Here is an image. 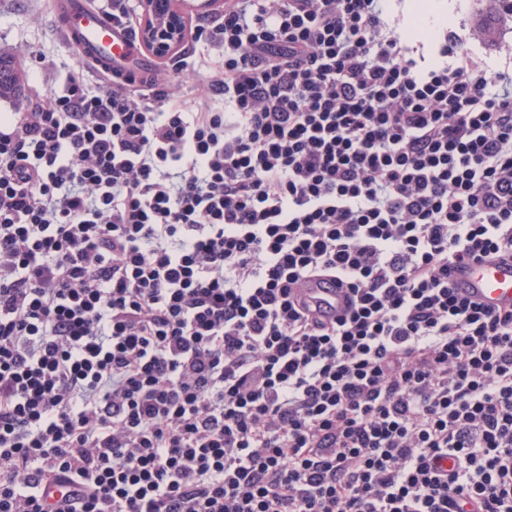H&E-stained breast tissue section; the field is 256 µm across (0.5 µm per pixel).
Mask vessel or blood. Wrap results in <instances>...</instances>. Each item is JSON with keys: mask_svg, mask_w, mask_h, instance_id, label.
I'll list each match as a JSON object with an SVG mask.
<instances>
[{"mask_svg": "<svg viewBox=\"0 0 512 512\" xmlns=\"http://www.w3.org/2000/svg\"><path fill=\"white\" fill-rule=\"evenodd\" d=\"M59 30L81 62L103 70L149 63L128 32L94 9L90 0H53ZM450 279L461 293L490 308L512 306V262L486 260L451 269ZM303 300L321 317L340 315L347 306L344 292L331 281L315 279L302 290Z\"/></svg>", "mask_w": 512, "mask_h": 512, "instance_id": "vessel-or-blood-1", "label": "vessel or blood"}]
</instances>
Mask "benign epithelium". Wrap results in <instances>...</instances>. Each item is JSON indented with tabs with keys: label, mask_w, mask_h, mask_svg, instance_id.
I'll use <instances>...</instances> for the list:
<instances>
[{
	"label": "benign epithelium",
	"mask_w": 512,
	"mask_h": 512,
	"mask_svg": "<svg viewBox=\"0 0 512 512\" xmlns=\"http://www.w3.org/2000/svg\"><path fill=\"white\" fill-rule=\"evenodd\" d=\"M186 20L181 0H147L141 27L142 43L159 59L172 56L184 39Z\"/></svg>",
	"instance_id": "obj_1"
}]
</instances>
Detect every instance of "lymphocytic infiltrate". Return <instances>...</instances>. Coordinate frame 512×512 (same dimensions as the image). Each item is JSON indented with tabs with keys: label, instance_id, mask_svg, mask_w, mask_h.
Masks as SVG:
<instances>
[{
	"label": "lymphocytic infiltrate",
	"instance_id": "lymphocytic-infiltrate-1",
	"mask_svg": "<svg viewBox=\"0 0 512 512\" xmlns=\"http://www.w3.org/2000/svg\"><path fill=\"white\" fill-rule=\"evenodd\" d=\"M421 29L224 0L0 118V512H512V71ZM450 279L462 294L486 307L512 305V262L486 260L451 269ZM303 300L321 317L332 319L347 306L344 292L330 280L314 279L302 290Z\"/></svg>",
	"mask_w": 512,
	"mask_h": 512
}]
</instances>
